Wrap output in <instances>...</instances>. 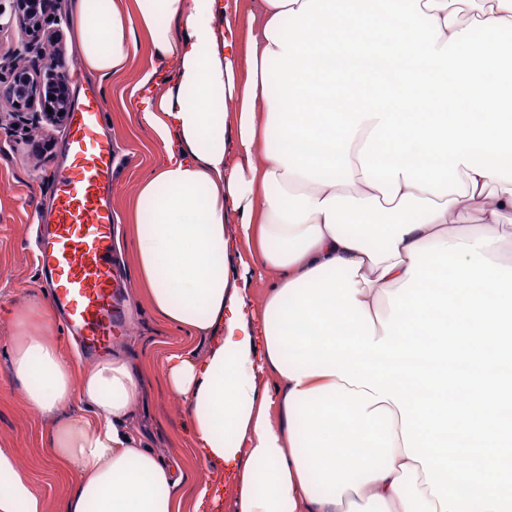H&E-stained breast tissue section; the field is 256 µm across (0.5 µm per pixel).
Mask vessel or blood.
<instances>
[{
	"label": "vessel or blood",
	"instance_id": "obj_1",
	"mask_svg": "<svg viewBox=\"0 0 512 512\" xmlns=\"http://www.w3.org/2000/svg\"><path fill=\"white\" fill-rule=\"evenodd\" d=\"M108 105L86 95L71 112L66 164L54 177L49 223L39 242V267L67 330L88 352L112 346L115 153L107 130Z\"/></svg>",
	"mask_w": 512,
	"mask_h": 512
}]
</instances>
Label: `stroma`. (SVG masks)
<instances>
[{"mask_svg": "<svg viewBox=\"0 0 512 512\" xmlns=\"http://www.w3.org/2000/svg\"><path fill=\"white\" fill-rule=\"evenodd\" d=\"M44 49L62 64L72 100H80L93 91L107 99L108 124L119 159L113 175L112 202L117 211H124L140 178L155 161L149 131L127 110L131 92L147 66L148 49L140 47L125 71L105 80L84 70L68 37L45 43ZM65 134L62 128L33 127L13 135L0 129V449L7 451L27 473L32 491L44 503V512H61V504L78 473L53 461L41 441L44 420L23 404L17 386L8 377L15 334L10 311L23 299L42 303L48 300L31 253L35 237L33 213L49 201V180L65 156ZM114 236L116 258L124 277L117 301L124 306L126 318L112 337L113 352L144 359L155 367L174 346L205 353L207 340L187 337L166 326L140 300L126 246V222L117 224ZM134 421L144 443L159 456L188 470L197 468L198 461L184 432V411L169 394L157 370L145 386Z\"/></svg>", "mask_w": 512, "mask_h": 512, "instance_id": "35a3bbf8", "label": "stroma"}]
</instances>
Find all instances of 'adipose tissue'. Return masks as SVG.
<instances>
[{"label": "adipose tissue", "mask_w": 512, "mask_h": 512, "mask_svg": "<svg viewBox=\"0 0 512 512\" xmlns=\"http://www.w3.org/2000/svg\"><path fill=\"white\" fill-rule=\"evenodd\" d=\"M69 24L100 77L143 42L174 66L135 105L165 158L138 183L130 260L153 314L210 345L161 365L190 473L134 424L145 367L77 366L49 308L12 310L9 376L80 473L64 512H181L185 487L200 508L218 465L235 512H506L512 0H72ZM0 512H44L1 451ZM496 259L504 267L505 272L512 270V215H507L503 219Z\"/></svg>", "instance_id": "1"}]
</instances>
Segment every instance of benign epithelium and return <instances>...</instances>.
I'll list each match as a JSON object with an SVG mask.
<instances>
[{"instance_id":"benign-epithelium-1","label":"benign epithelium","mask_w":512,"mask_h":512,"mask_svg":"<svg viewBox=\"0 0 512 512\" xmlns=\"http://www.w3.org/2000/svg\"><path fill=\"white\" fill-rule=\"evenodd\" d=\"M9 2L8 25L19 28L23 43L10 64H0V102L9 105V111L0 113V126L6 120L19 128L34 123L61 126L69 118V87L62 66L42 61L41 49L64 18L38 12V0Z\"/></svg>"}]
</instances>
